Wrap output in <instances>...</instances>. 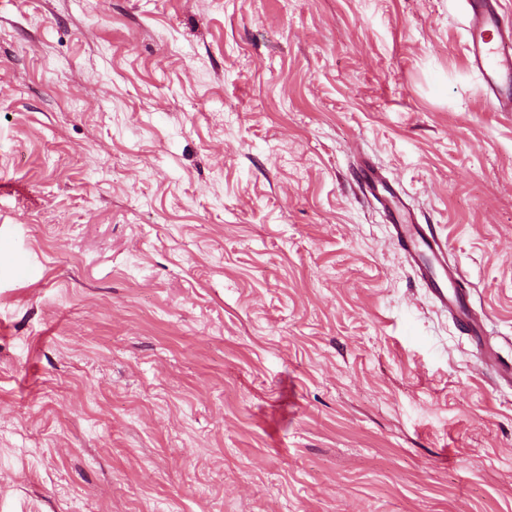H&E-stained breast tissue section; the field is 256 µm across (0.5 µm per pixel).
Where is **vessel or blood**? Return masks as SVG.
I'll return each mask as SVG.
<instances>
[{"mask_svg": "<svg viewBox=\"0 0 512 512\" xmlns=\"http://www.w3.org/2000/svg\"><path fill=\"white\" fill-rule=\"evenodd\" d=\"M491 0H466L470 63L486 83L492 108L512 112V98L502 96L512 85V17L494 11ZM395 242L412 263L436 301L456 318L464 333H484L486 324L469 306L471 290L458 268L448 261V247L412 213L398 215ZM484 367L495 379L512 384V359L493 348L484 350Z\"/></svg>", "mask_w": 512, "mask_h": 512, "instance_id": "obj_1", "label": "vessel or blood"}]
</instances>
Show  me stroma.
Listing matches in <instances>:
<instances>
[{"label": "stroma", "instance_id": "35a3bbf8", "mask_svg": "<svg viewBox=\"0 0 512 512\" xmlns=\"http://www.w3.org/2000/svg\"><path fill=\"white\" fill-rule=\"evenodd\" d=\"M459 0H0V512H512V112ZM356 180L363 186L366 193L379 199L380 189L385 190L380 175L368 164L361 165L356 172ZM395 220L392 225L396 245L412 263L425 288L457 319L465 334H484L485 322L469 306L470 288L458 268L448 263L447 245L435 237L430 225L419 224L410 212H398ZM483 364L492 377L509 385L512 384V359L504 361L493 347H486Z\"/></svg>", "mask_w": 512, "mask_h": 512}]
</instances>
